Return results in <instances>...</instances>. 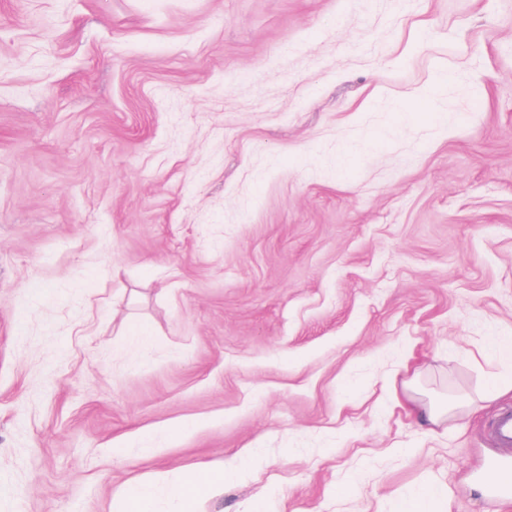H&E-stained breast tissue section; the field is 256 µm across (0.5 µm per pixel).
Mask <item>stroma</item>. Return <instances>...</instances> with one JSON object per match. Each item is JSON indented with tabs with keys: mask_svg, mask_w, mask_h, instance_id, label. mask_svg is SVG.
<instances>
[{
	"mask_svg": "<svg viewBox=\"0 0 512 512\" xmlns=\"http://www.w3.org/2000/svg\"><path fill=\"white\" fill-rule=\"evenodd\" d=\"M0 44V512L227 459L202 512H512V0H0ZM418 376L415 374L403 386V391L407 393L409 402V415L414 417L419 426L432 430L433 426H438L452 417L451 409L445 410L426 398L418 387Z\"/></svg>",
	"mask_w": 512,
	"mask_h": 512,
	"instance_id": "35a3bbf8",
	"label": "stroma"
}]
</instances>
